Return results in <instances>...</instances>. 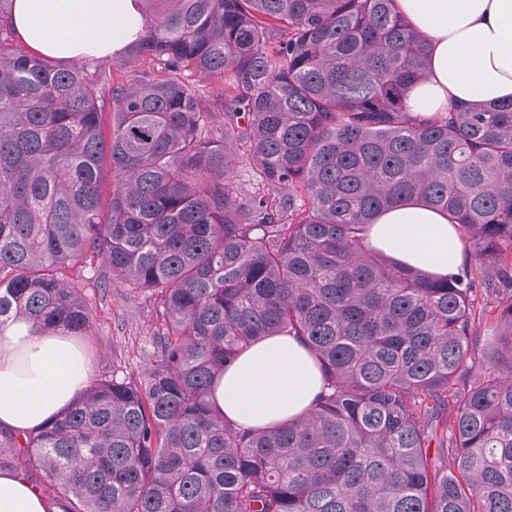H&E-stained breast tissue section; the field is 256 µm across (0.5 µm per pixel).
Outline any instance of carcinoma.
Returning a JSON list of instances; mask_svg holds the SVG:
<instances>
[{
    "label": "carcinoma",
    "instance_id": "cac0c4a2",
    "mask_svg": "<svg viewBox=\"0 0 512 512\" xmlns=\"http://www.w3.org/2000/svg\"><path fill=\"white\" fill-rule=\"evenodd\" d=\"M394 2L140 0L122 55L166 77L114 85L13 47L0 0V332L87 334L64 269L89 256L157 303L147 368L9 437L0 464L62 512H512V101L409 111L430 48ZM187 72L224 75V134ZM410 202L470 263L436 276L368 247ZM277 335L322 392L236 427L215 380Z\"/></svg>",
    "mask_w": 512,
    "mask_h": 512
}]
</instances>
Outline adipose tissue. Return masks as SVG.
Returning <instances> with one entry per match:
<instances>
[{"label":"adipose tissue","mask_w":512,"mask_h":512,"mask_svg":"<svg viewBox=\"0 0 512 512\" xmlns=\"http://www.w3.org/2000/svg\"><path fill=\"white\" fill-rule=\"evenodd\" d=\"M430 46L426 76L410 89L411 111L431 115L453 102L512 100V0H395ZM11 24L33 52L54 59L107 57L142 26L138 0H14ZM368 245L403 266L454 271L464 243L447 216L420 204L383 213ZM95 379L81 344L19 317L0 333V428L25 433L54 419ZM322 390L315 361L297 338L272 336L243 352L215 382L211 401L244 427L306 414ZM22 475L0 471V512H51Z\"/></svg>","instance_id":"obj_1"}]
</instances>
